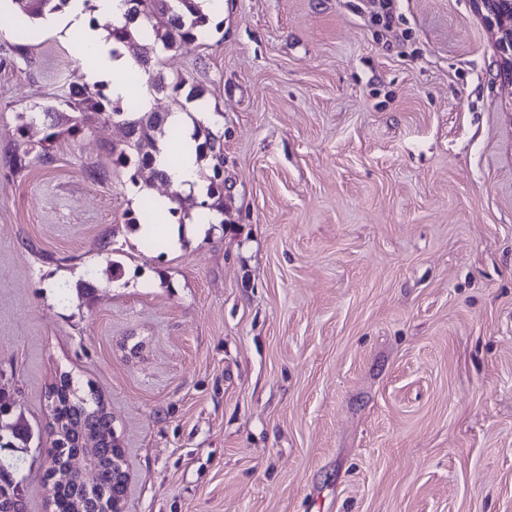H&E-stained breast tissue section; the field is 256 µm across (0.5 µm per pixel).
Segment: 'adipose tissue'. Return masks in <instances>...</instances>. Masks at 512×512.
<instances>
[{"label": "adipose tissue", "instance_id": "ef3b65f1", "mask_svg": "<svg viewBox=\"0 0 512 512\" xmlns=\"http://www.w3.org/2000/svg\"><path fill=\"white\" fill-rule=\"evenodd\" d=\"M61 23L71 36L79 57L85 62V79L91 84H105L112 98H127L130 85L126 75L134 67L127 55L113 51L111 41L106 40L98 29L85 21L83 0H71ZM169 122L177 127L182 138L179 144L162 141L154 156V165L166 173L169 182L178 190L202 193L199 178L201 163L191 138L192 123L183 113H173Z\"/></svg>", "mask_w": 512, "mask_h": 512}]
</instances>
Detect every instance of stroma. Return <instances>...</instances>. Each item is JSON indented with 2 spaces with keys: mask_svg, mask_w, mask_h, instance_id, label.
Masks as SVG:
<instances>
[{
  "mask_svg": "<svg viewBox=\"0 0 512 512\" xmlns=\"http://www.w3.org/2000/svg\"><path fill=\"white\" fill-rule=\"evenodd\" d=\"M168 53L223 145L224 214L147 247L63 29L0 36V463L51 512L61 373L101 396L123 512H512V82L473 0H223ZM24 44L17 53L16 44ZM100 180H91L88 169ZM22 151L14 156V167L17 170L26 168L29 159L47 165L52 162V156L47 151V148L42 142L23 141L21 143Z\"/></svg>",
  "mask_w": 512,
  "mask_h": 512,
  "instance_id": "stroma-1",
  "label": "stroma"
}]
</instances>
